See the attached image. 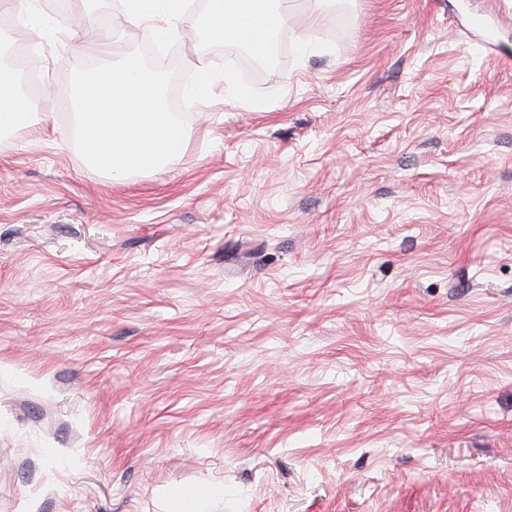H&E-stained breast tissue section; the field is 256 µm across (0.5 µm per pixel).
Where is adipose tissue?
<instances>
[{
    "mask_svg": "<svg viewBox=\"0 0 512 512\" xmlns=\"http://www.w3.org/2000/svg\"><path fill=\"white\" fill-rule=\"evenodd\" d=\"M283 22L281 0H209L206 31L214 44L241 47Z\"/></svg>",
    "mask_w": 512,
    "mask_h": 512,
    "instance_id": "adipose-tissue-1",
    "label": "adipose tissue"
}]
</instances>
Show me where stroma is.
<instances>
[{"label": "stroma", "mask_w": 512, "mask_h": 512, "mask_svg": "<svg viewBox=\"0 0 512 512\" xmlns=\"http://www.w3.org/2000/svg\"><path fill=\"white\" fill-rule=\"evenodd\" d=\"M50 2L0 27L41 48L0 130V512H512V0H288L276 100L216 79L120 183L49 90L169 23ZM206 10L175 67L240 55Z\"/></svg>", "instance_id": "stroma-1"}]
</instances>
